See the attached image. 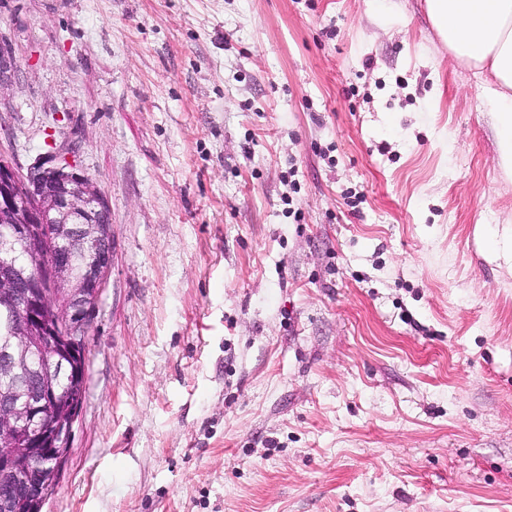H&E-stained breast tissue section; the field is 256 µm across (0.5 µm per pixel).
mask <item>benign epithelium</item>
Listing matches in <instances>:
<instances>
[{
  "instance_id": "7a95c632",
  "label": "benign epithelium",
  "mask_w": 512,
  "mask_h": 512,
  "mask_svg": "<svg viewBox=\"0 0 512 512\" xmlns=\"http://www.w3.org/2000/svg\"><path fill=\"white\" fill-rule=\"evenodd\" d=\"M0 307L17 312L0 347V380L20 390L0 395V479L12 500L42 504L56 484L85 396L83 353L112 265L108 199L77 165L51 152L26 173L0 161ZM21 247L28 265L16 263ZM40 461L19 469L14 441Z\"/></svg>"
}]
</instances>
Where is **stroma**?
<instances>
[{
    "label": "stroma",
    "instance_id": "stroma-1",
    "mask_svg": "<svg viewBox=\"0 0 512 512\" xmlns=\"http://www.w3.org/2000/svg\"><path fill=\"white\" fill-rule=\"evenodd\" d=\"M106 195L42 512H512V176L423 0H0V159Z\"/></svg>",
    "mask_w": 512,
    "mask_h": 512
}]
</instances>
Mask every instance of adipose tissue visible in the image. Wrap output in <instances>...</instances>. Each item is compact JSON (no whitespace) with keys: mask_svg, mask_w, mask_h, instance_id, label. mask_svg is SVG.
<instances>
[{"mask_svg":"<svg viewBox=\"0 0 512 512\" xmlns=\"http://www.w3.org/2000/svg\"><path fill=\"white\" fill-rule=\"evenodd\" d=\"M428 18L453 56L486 72L501 128L500 157L512 169V0H424Z\"/></svg>","mask_w":512,"mask_h":512,"instance_id":"1","label":"adipose tissue"}]
</instances>
